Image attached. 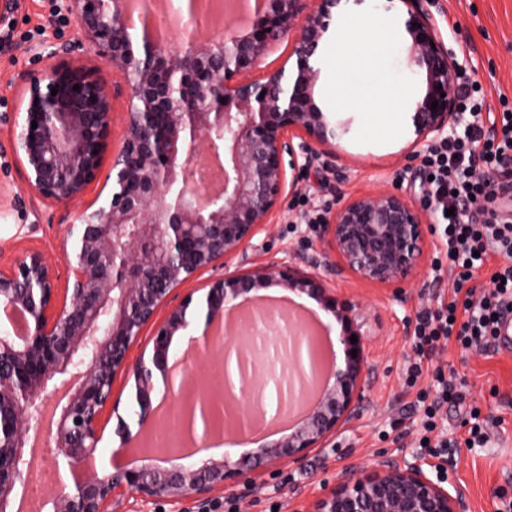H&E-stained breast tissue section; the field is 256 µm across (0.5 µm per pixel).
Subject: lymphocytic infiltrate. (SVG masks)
Wrapping results in <instances>:
<instances>
[{
	"instance_id": "lymphocytic-infiltrate-1",
	"label": "lymphocytic infiltrate",
	"mask_w": 512,
	"mask_h": 512,
	"mask_svg": "<svg viewBox=\"0 0 512 512\" xmlns=\"http://www.w3.org/2000/svg\"><path fill=\"white\" fill-rule=\"evenodd\" d=\"M458 130L423 160L425 200L436 217L432 232L444 245L434 273L448 272L463 300L438 302L416 318L418 350L437 352L449 342L465 351L495 348L498 328L512 314V206L501 203L486 173L512 168V109H495L473 81L459 88ZM494 280L482 293L467 283L486 266Z\"/></svg>"
}]
</instances>
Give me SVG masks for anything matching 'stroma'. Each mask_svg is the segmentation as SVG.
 <instances>
[{
	"label": "stroma",
	"instance_id": "stroma-1",
	"mask_svg": "<svg viewBox=\"0 0 512 512\" xmlns=\"http://www.w3.org/2000/svg\"><path fill=\"white\" fill-rule=\"evenodd\" d=\"M377 11L391 17L394 37L381 55L360 60L354 73L359 82L404 90L407 100L389 124L333 93L337 46L355 21ZM431 12L449 53L466 71L476 72L490 103H497L502 95L512 100V0H436ZM407 17L403 0H342L320 44L314 98L332 122L350 128L337 147L347 179L339 183L327 173L310 175L289 199L278 223L263 234L267 260H291L302 266L316 258L335 266L325 282L338 303L352 308L361 328L369 369L364 400L326 447L313 449L300 463L263 471L254 488L240 483L218 490L214 502L230 498L244 512H267L275 501L281 503V512H308L311 503L349 471L371 468L385 454L408 460L417 453L420 411L414 405L415 389L405 383L406 370L414 358L410 342L417 314L434 305L436 295L452 289L451 279L435 278L432 270L442 245L436 236H429L417 278L397 289L339 268V259L321 239L319 226L301 219L302 212L320 211L335 202L337 194L349 196L383 187H398L414 203H421L422 162L403 157L410 139L409 101L421 85V76L408 59ZM7 30L12 31V39L0 43V185L13 187L20 177L9 129L25 88L22 74L41 70L33 53L71 45L75 51L70 62L97 69L106 87H113L120 77L84 44L71 16L55 13L52 0H15L14 9L0 19V32ZM72 215L69 207L24 204L0 216V261L9 262L25 250L42 252L56 287L64 288L62 252ZM440 361L455 378L461 395L458 403L448 407L449 438H464L471 408L495 420L487 444L450 449L444 467L451 481L465 487L468 512H500L503 504L512 502V351L464 353L451 346Z\"/></svg>",
	"mask_w": 512,
	"mask_h": 512
}]
</instances>
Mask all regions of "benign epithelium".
I'll list each match as a JSON object with an SVG mask.
<instances>
[{
  "mask_svg": "<svg viewBox=\"0 0 512 512\" xmlns=\"http://www.w3.org/2000/svg\"><path fill=\"white\" fill-rule=\"evenodd\" d=\"M340 3L263 0L239 30L197 34L169 46L131 27L126 0H64V11L74 16L96 57L123 76L125 86H117L116 94L127 95V131L110 151L113 98L95 71L61 61L26 78L10 147L28 197L72 203L97 180L109 152L112 191L101 204L75 212L68 226L64 292L38 251L0 266V309L24 319L21 332L12 324L0 328V512H13L27 488L29 431L56 384L72 386L51 428L49 453L79 477L58 485L51 512H118L133 494L208 502L215 490L246 481L264 466L300 462L310 449L325 447L350 418L362 398L365 367L352 309L336 302L318 273L293 263L255 265L247 257L249 246L264 249L254 239L297 194L301 173L311 170L314 159L326 158L336 181L344 179L336 153L324 147L348 129L331 125L313 97L319 73L314 62ZM407 4L408 55L422 77L409 141L410 155L418 157L457 123L460 64L448 53L428 2ZM290 34L295 64L252 77ZM201 147L224 157L219 192L197 189L206 162L193 157ZM426 223L425 208L396 189H382L326 208L322 232L348 269L399 287L419 273ZM235 258L238 266L214 280L197 304L205 320L196 339L225 353L234 347L224 343L219 325L224 311L253 291L277 286L317 297L342 323L345 351L344 361L321 383L318 401L290 433L237 455L176 454L167 466L130 462L112 471L82 472L103 440L104 408L111 406L117 418L113 454L119 455L136 436L132 426L142 428L154 411L157 376L170 393L173 415L192 433L201 416L204 436L221 431L224 403L259 397L260 388L246 380L225 387L219 398L199 376L190 397L170 381L174 337L191 328V293L155 327L151 351L134 361L129 357L178 286ZM270 345L288 349L289 381L299 391L319 381L313 337L296 329L262 349ZM119 376L132 382L133 424L118 414L120 401L112 400ZM446 483L440 471L430 474L419 460L383 457L369 471L350 472L314 502L312 512H466L465 489Z\"/></svg>",
  "mask_w": 512,
  "mask_h": 512,
  "instance_id": "benign-epithelium-1",
  "label": "benign epithelium"
}]
</instances>
